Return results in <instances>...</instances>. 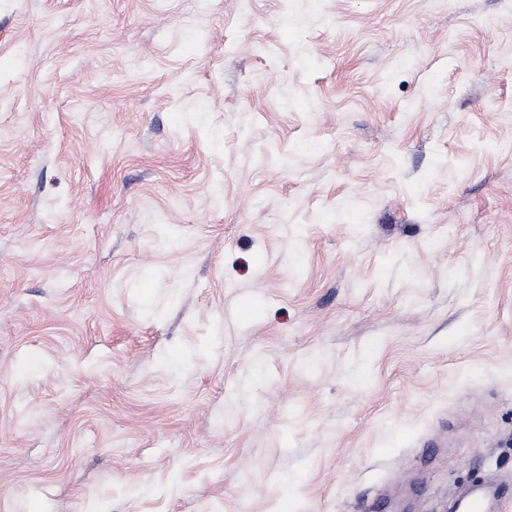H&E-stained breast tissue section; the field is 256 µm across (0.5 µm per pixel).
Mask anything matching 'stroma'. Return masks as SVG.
<instances>
[{
	"instance_id": "stroma-1",
	"label": "stroma",
	"mask_w": 512,
	"mask_h": 512,
	"mask_svg": "<svg viewBox=\"0 0 512 512\" xmlns=\"http://www.w3.org/2000/svg\"><path fill=\"white\" fill-rule=\"evenodd\" d=\"M481 479L512 512V0H0V512Z\"/></svg>"
}]
</instances>
